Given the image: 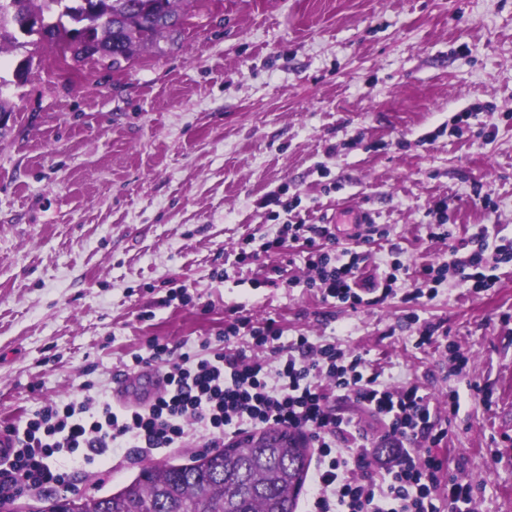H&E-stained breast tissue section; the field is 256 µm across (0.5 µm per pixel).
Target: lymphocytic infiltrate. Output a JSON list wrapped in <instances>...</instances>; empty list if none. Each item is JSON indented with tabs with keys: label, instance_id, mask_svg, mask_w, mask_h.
Returning <instances> with one entry per match:
<instances>
[{
	"label": "lymphocytic infiltrate",
	"instance_id": "f902f5d3",
	"mask_svg": "<svg viewBox=\"0 0 512 512\" xmlns=\"http://www.w3.org/2000/svg\"><path fill=\"white\" fill-rule=\"evenodd\" d=\"M289 240L304 241L308 284L324 296L355 309L393 295L396 274L362 276L364 253L337 250L330 225H286L263 251L281 252ZM450 272L474 294L496 282L479 247L452 265L420 267L417 286L403 294V302L418 305L426 287ZM241 336L256 350L272 348L275 362L235 350ZM217 339L222 347L212 357L186 352L176 361L166 344L149 339L130 363L134 369L166 370L168 387L149 407L117 408L104 397L72 399L44 406L25 426H12L15 446L0 462V499L30 487L68 489V472L53 462L64 451L81 453L91 464L124 448L143 456L177 447L193 426L211 448L251 430L282 426L309 436L316 450L307 512H473L475 487L445 476L444 462L434 452L448 436L441 413L459 410L457 393H450L447 410H440L418 384L387 383L363 355L335 345H318L303 335L284 339L271 320L234 317ZM347 399L384 420L388 455L378 454L368 435L338 410L337 401Z\"/></svg>",
	"mask_w": 512,
	"mask_h": 512
}]
</instances>
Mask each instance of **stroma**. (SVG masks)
I'll use <instances>...</instances> for the list:
<instances>
[{
    "label": "stroma",
    "instance_id": "stroma-1",
    "mask_svg": "<svg viewBox=\"0 0 512 512\" xmlns=\"http://www.w3.org/2000/svg\"><path fill=\"white\" fill-rule=\"evenodd\" d=\"M34 53L0 137V427L112 395L148 338L198 352L238 311L435 402L457 392L443 458L479 485V512H512V262L478 295L447 276L415 325L400 298L354 310L307 288L298 245L240 258L247 238L343 208L372 215L376 277L395 258L452 261L482 225L489 249L511 241L512 0H200L180 48L120 71ZM274 191L289 209L262 206ZM443 197L450 241L429 236ZM423 323L435 341L420 348ZM57 462L85 496L143 466Z\"/></svg>",
    "mask_w": 512,
    "mask_h": 512
}]
</instances>
